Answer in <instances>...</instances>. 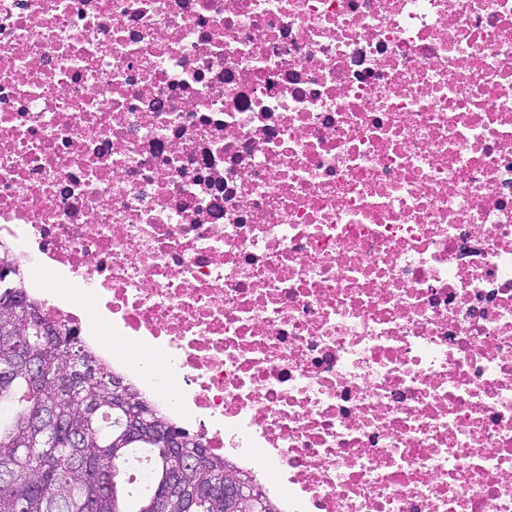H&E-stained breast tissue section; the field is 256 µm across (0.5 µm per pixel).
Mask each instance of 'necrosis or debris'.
Returning a JSON list of instances; mask_svg holds the SVG:
<instances>
[{"label":"necrosis or debris","instance_id":"necrosis-or-debris-1","mask_svg":"<svg viewBox=\"0 0 512 512\" xmlns=\"http://www.w3.org/2000/svg\"><path fill=\"white\" fill-rule=\"evenodd\" d=\"M0 243L281 512H512V0H0Z\"/></svg>","mask_w":512,"mask_h":512}]
</instances>
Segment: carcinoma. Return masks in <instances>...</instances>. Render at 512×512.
Segmentation results:
<instances>
[{
    "label": "carcinoma",
    "instance_id": "carcinoma-1",
    "mask_svg": "<svg viewBox=\"0 0 512 512\" xmlns=\"http://www.w3.org/2000/svg\"><path fill=\"white\" fill-rule=\"evenodd\" d=\"M15 267L0 272V313L13 301L25 316L12 323L8 338L22 352L41 348L54 358L52 374L38 378L0 354V512H228L215 478L233 472L252 487L261 512H280L273 499L224 457L203 450V461L188 471L182 491L171 490V475L183 463L167 447V436L188 434L170 421L132 386L130 392L153 430L128 434L124 445L112 447L124 433L126 416L112 407V382L122 380L98 359L76 334L49 318L41 304L14 279ZM84 362L90 371L79 372ZM46 420L36 421L39 412ZM57 447H45V441ZM153 459L149 483L134 489L125 471L131 458Z\"/></svg>",
    "mask_w": 512,
    "mask_h": 512
}]
</instances>
